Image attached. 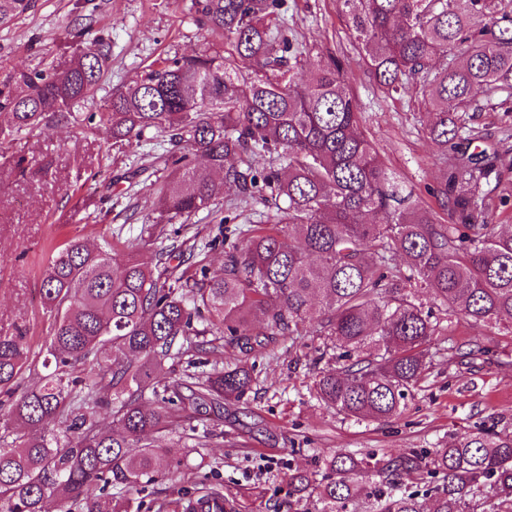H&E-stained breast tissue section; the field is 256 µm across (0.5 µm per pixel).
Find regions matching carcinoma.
I'll list each match as a JSON object with an SVG mask.
<instances>
[{
    "label": "carcinoma",
    "instance_id": "obj_1",
    "mask_svg": "<svg viewBox=\"0 0 512 512\" xmlns=\"http://www.w3.org/2000/svg\"><path fill=\"white\" fill-rule=\"evenodd\" d=\"M283 0H194L198 30L224 38L173 57L86 111L112 64V41L84 26L86 47L62 67L16 71L0 84V137L59 122L94 124L115 141L167 134L176 180L160 189L153 223L172 224L227 192L276 208L241 240H220L224 276L183 293L172 252L125 245L114 257L74 237L52 252L41 280L52 321L37 384L26 333L0 335V397L19 431L0 440V512H109L100 493L133 489L180 463L155 438L173 429L174 407L219 412L252 388L249 355L279 336H325L343 364L320 372L318 399L349 419L400 415L429 370L430 345L462 313L512 330V225L488 217V197L512 206V159L478 138L469 110L479 90L512 89V8L505 0H343L367 74L389 98L422 95L425 133L445 165L439 206L453 222L398 196L361 127L352 89L333 56L303 68L288 36L272 32ZM35 0H0V29ZM230 55L262 72L227 64ZM282 150L287 168L258 169L260 152ZM284 201L286 206L279 205ZM265 318L262 329L253 313ZM224 331L238 358L202 379L167 380L165 362ZM197 340H192V337ZM203 340H198V337ZM108 409L113 427L95 418ZM137 448L132 455L129 449ZM333 477L289 476L317 512H512V436L456 435L428 455L386 464L332 451ZM374 471L383 480L361 485ZM427 475L424 492L398 477Z\"/></svg>",
    "mask_w": 512,
    "mask_h": 512
}]
</instances>
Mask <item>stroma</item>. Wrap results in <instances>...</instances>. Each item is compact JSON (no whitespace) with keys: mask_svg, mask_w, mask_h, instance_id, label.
<instances>
[{"mask_svg":"<svg viewBox=\"0 0 512 512\" xmlns=\"http://www.w3.org/2000/svg\"><path fill=\"white\" fill-rule=\"evenodd\" d=\"M288 36L303 63L333 53L343 64L362 113V125L393 177L398 192L426 207L442 164L425 134L426 116L418 100L391 99L366 75L364 52L355 40L340 0H284ZM93 15L112 36V69L88 111H97L112 92L124 88L149 65L201 50L205 39L193 22L191 0H36V8L11 29L0 31V81L16 70L57 62L76 52L68 23ZM472 123L512 153V93L481 91ZM165 134L149 131L140 142L112 139L105 130L59 123L45 131L0 139V333L23 328L30 337L33 366L26 384L43 374L49 319L39 288L48 256L72 236L89 245L108 238L139 242L151 235L142 256L152 260L170 245L182 249L179 270L188 283L224 272L222 248L206 244L232 226L259 221L262 203L228 194L183 224L150 229L157 188L174 170L165 162ZM30 165L18 169L15 159ZM207 353L189 352L168 361L169 375H205L233 358L222 334ZM473 350L459 358L455 347ZM432 365L404 412L387 421L356 422L326 408L313 381L336 364L322 339L277 337L255 348L249 361L254 383L241 402L206 416L180 413L173 433L160 447L185 443L184 463L144 487L113 489L111 498L129 512H178L188 498L223 494L239 512H316L314 501H298L288 481L297 471L318 473L332 450L384 459L442 447L449 435L481 426L512 435V331L487 328L453 316L447 335L434 337Z\"/></svg>","mask_w":512,"mask_h":512,"instance_id":"35a3bbf8","label":"stroma"}]
</instances>
